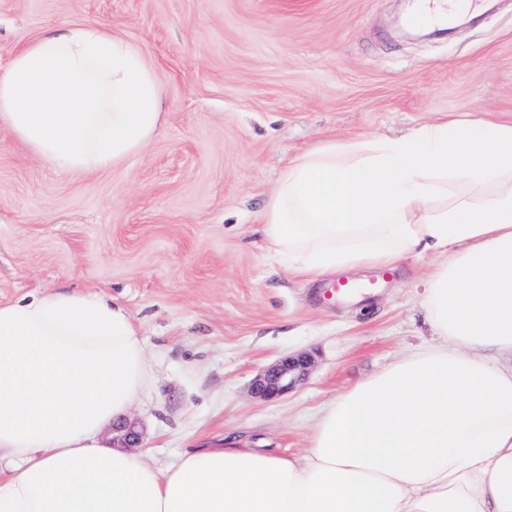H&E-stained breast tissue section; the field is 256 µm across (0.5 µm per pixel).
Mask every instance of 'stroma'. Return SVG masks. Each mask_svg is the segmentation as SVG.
Segmentation results:
<instances>
[{
  "label": "stroma",
  "mask_w": 512,
  "mask_h": 512,
  "mask_svg": "<svg viewBox=\"0 0 512 512\" xmlns=\"http://www.w3.org/2000/svg\"><path fill=\"white\" fill-rule=\"evenodd\" d=\"M415 0H0V72L42 30L105 26L146 54L164 124L114 168L62 172L0 126V302L70 289L117 299L151 377L128 419L147 460L241 437L292 455L336 395L435 344L423 283L435 260L342 272L334 299L273 257L262 214L309 148L404 136L422 124L512 121V0L453 31L407 18ZM312 358L288 394L251 384L277 359Z\"/></svg>",
  "instance_id": "35a3bbf8"
}]
</instances>
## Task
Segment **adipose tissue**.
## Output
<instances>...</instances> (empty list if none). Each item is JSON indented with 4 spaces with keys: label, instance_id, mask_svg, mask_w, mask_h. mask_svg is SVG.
<instances>
[{
    "label": "adipose tissue",
    "instance_id": "ef3b65f1",
    "mask_svg": "<svg viewBox=\"0 0 512 512\" xmlns=\"http://www.w3.org/2000/svg\"><path fill=\"white\" fill-rule=\"evenodd\" d=\"M162 107L144 51L92 24L41 33L0 73V124L60 170L123 163ZM263 234L307 280L433 256L437 344L329 401L302 454L229 441L161 472L101 437L148 378L126 308L0 303V512H512V122L318 145L281 172Z\"/></svg>",
    "mask_w": 512,
    "mask_h": 512
}]
</instances>
